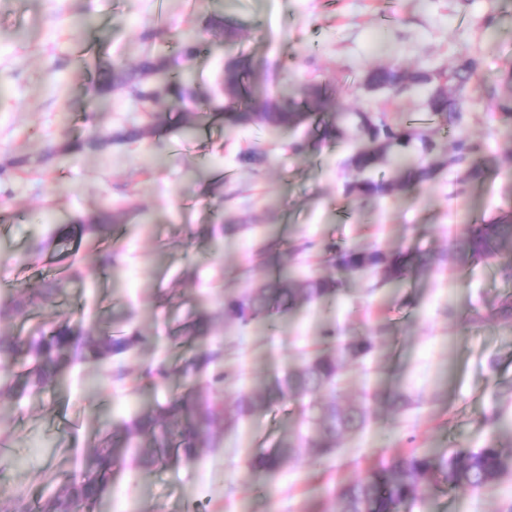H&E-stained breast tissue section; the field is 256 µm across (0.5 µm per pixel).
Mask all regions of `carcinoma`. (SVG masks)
Returning a JSON list of instances; mask_svg holds the SVG:
<instances>
[{
  "label": "carcinoma",
  "instance_id": "cac0c4a2",
  "mask_svg": "<svg viewBox=\"0 0 512 512\" xmlns=\"http://www.w3.org/2000/svg\"><path fill=\"white\" fill-rule=\"evenodd\" d=\"M207 31L220 37L224 51L222 78L223 99L206 98L208 111L198 112L193 106L198 92L187 85L164 56L148 54L132 66L122 59H111L93 65L89 111L112 93H127L133 105L147 101L162 102L169 111L184 113V126L198 127L209 119H222L228 127L256 126L262 129L288 131L303 125L322 130L323 138L344 140L354 137L373 141L374 151L359 150L348 160L354 171L344 184L347 197L383 198L394 192L415 187L434 178L445 165L459 169L458 182L473 183L484 175L478 155L483 145L464 132L465 116L477 112L480 105L469 94L470 85L481 91L480 99L497 112L499 120L512 125V67L503 72L499 83H488L481 75L478 54L467 52L455 62L440 66L409 68L398 62L371 67L356 89L380 91L394 100L405 94L419 96L421 110L441 127L455 131L448 158L438 156L435 130L423 126L392 123L385 112L358 107L353 112H328L331 94L325 86L312 83L303 89V98L284 106L265 95L254 81L251 57L235 49L239 26L232 17H211ZM203 42L187 34L179 40V58L189 61L198 56ZM163 122L150 124L131 122L115 133H103L90 127L87 136L78 141H65L50 150L49 155L71 156L84 151L100 150L114 143L154 138ZM392 164L396 174L391 178L375 177L383 166ZM118 216L104 211L96 217L78 220L80 234L98 235L112 230ZM512 250V209L490 223H473L467 235L454 243L455 257L463 264H475ZM326 261L350 271L371 270L380 281L398 280L437 263L429 254L405 248L353 250L331 244L325 249ZM65 273L50 287L11 297L14 311L24 310L37 302L56 299L62 292ZM338 280L309 278L303 282L282 279L272 285H261L245 294L225 300L221 309L224 320L243 326L270 323L298 301H317L340 291ZM207 331L203 319L172 337L175 342L191 341ZM332 348L304 361L277 380L274 392L236 391L232 409L224 411V402L205 400L196 405V419L184 422L188 402L198 394L196 375L200 364L212 363L217 354L206 351L186 359L180 366H158L150 376L165 380L177 373L184 380L183 390L171 393L152 411L140 414L121 427L106 432L93 450L83 456L79 471L60 483L38 505V512H89L107 488L112 470L122 461V450L135 449V460L144 468H158L179 455L191 456L209 444L217 430L230 429L241 419L276 401L313 397L323 390L330 396L309 404L303 423L307 434L279 444L273 453H261L248 460L252 471L277 469L299 460L309 449L321 456L332 454L344 436L363 429L370 418L367 403L344 405L337 392L340 370L347 359L358 360L374 348L373 337L330 336ZM141 342L137 331L89 332L77 328L69 316L42 328L35 336L20 333L0 334V365L10 368V377L0 384V394H23L28 388H47L57 373L75 360L106 363L122 356ZM512 474V448L492 440L482 448L457 449L433 455L415 450L382 464L367 475L333 492L335 512H411L421 490L442 479L451 490H481L495 485Z\"/></svg>",
  "mask_w": 512,
  "mask_h": 512
}]
</instances>
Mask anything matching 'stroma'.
<instances>
[{
  "instance_id": "35a3bbf8",
  "label": "stroma",
  "mask_w": 512,
  "mask_h": 512,
  "mask_svg": "<svg viewBox=\"0 0 512 512\" xmlns=\"http://www.w3.org/2000/svg\"><path fill=\"white\" fill-rule=\"evenodd\" d=\"M493 15L483 29L479 18ZM233 16L239 49L252 58L261 89L299 98L305 83L330 88L341 108L370 107L394 120L424 126L417 97L387 101L355 95L343 75L361 80L373 65L400 61L445 65L478 52L494 79L512 65V0H0V162L27 158L24 170L0 181V306L9 288L32 290L69 265L79 274L52 302L0 315V331L29 334L63 314L83 327L137 330L141 344L100 366L76 362L42 391L0 395V504L49 495L76 471L99 432L120 427L156 407L167 388L147 372L161 363L223 349L197 374L226 377L225 399L236 390H266L288 370L322 351L326 334L373 337L362 361L346 363L342 402H369L361 432L342 438L329 457L262 472L249 457L274 449L297 428L302 402L260 410L235 429L218 432L214 447L144 470L124 459L94 512H333L332 492L379 462L412 450L442 454L512 444V402L493 401L498 384L512 383V321L496 308L512 293V259L476 265L456 260L402 281L380 282L368 272H344L323 261L330 243L354 249L401 247L449 252L474 221L489 222L512 208V125L486 112L471 114L467 133L484 144L483 181L457 190L454 170L430 183L374 201L345 196L350 145L310 132L306 154L286 145L293 132L202 125L181 135L170 113L153 140L114 145L52 164L41 159L62 139H81L89 125L115 130L134 115L125 94H114L86 118L87 63L146 54L178 55L182 35H204L208 19ZM261 149L266 161L240 163ZM121 209L122 220L102 238L66 229L79 216ZM111 249L109 269L99 254ZM332 276L338 294L302 302L273 325L242 326L218 318L226 299L281 277ZM212 318L192 347L170 335L189 317ZM405 391L411 404L392 412L387 394ZM497 421H489L491 410ZM60 455L49 456L45 445ZM512 477L480 491L426 488L413 512H505Z\"/></svg>"
}]
</instances>
